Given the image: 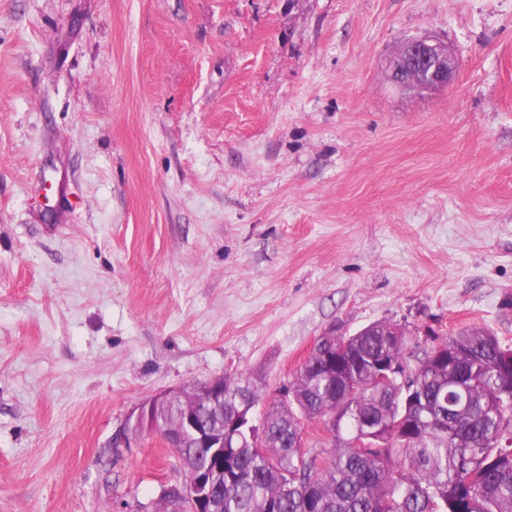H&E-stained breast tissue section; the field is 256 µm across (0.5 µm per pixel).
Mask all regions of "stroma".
Returning <instances> with one entry per match:
<instances>
[{
    "label": "stroma",
    "instance_id": "obj_1",
    "mask_svg": "<svg viewBox=\"0 0 512 512\" xmlns=\"http://www.w3.org/2000/svg\"><path fill=\"white\" fill-rule=\"evenodd\" d=\"M429 35L451 87L388 66ZM512 0H0V512L179 482L156 393L375 321L512 344Z\"/></svg>",
    "mask_w": 512,
    "mask_h": 512
}]
</instances>
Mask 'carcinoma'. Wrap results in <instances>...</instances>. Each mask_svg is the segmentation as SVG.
Instances as JSON below:
<instances>
[{
  "instance_id": "carcinoma-1",
  "label": "carcinoma",
  "mask_w": 512,
  "mask_h": 512,
  "mask_svg": "<svg viewBox=\"0 0 512 512\" xmlns=\"http://www.w3.org/2000/svg\"><path fill=\"white\" fill-rule=\"evenodd\" d=\"M372 322L323 336L291 380L288 400H264L241 373L224 374V410L242 445L224 453L221 512H512V345L485 329L441 333ZM185 408L166 399L163 429ZM330 414L334 444L307 427ZM183 469L208 463L187 438Z\"/></svg>"
}]
</instances>
